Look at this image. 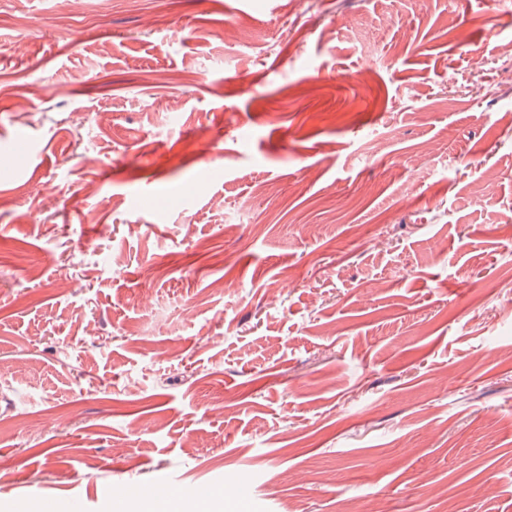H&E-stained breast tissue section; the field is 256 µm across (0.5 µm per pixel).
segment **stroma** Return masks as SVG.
I'll list each match as a JSON object with an SVG mask.
<instances>
[{"label": "stroma", "mask_w": 512, "mask_h": 512, "mask_svg": "<svg viewBox=\"0 0 512 512\" xmlns=\"http://www.w3.org/2000/svg\"><path fill=\"white\" fill-rule=\"evenodd\" d=\"M0 15V512H512V0Z\"/></svg>", "instance_id": "obj_1"}]
</instances>
